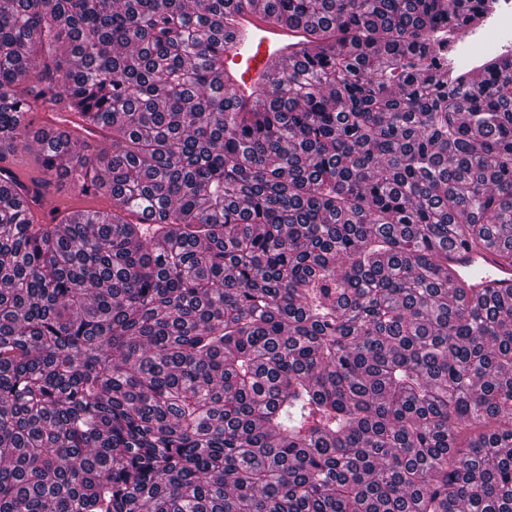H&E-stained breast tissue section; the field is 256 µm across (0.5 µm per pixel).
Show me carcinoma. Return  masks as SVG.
Wrapping results in <instances>:
<instances>
[{"mask_svg":"<svg viewBox=\"0 0 512 512\" xmlns=\"http://www.w3.org/2000/svg\"><path fill=\"white\" fill-rule=\"evenodd\" d=\"M232 2L0 0V512H512V295L448 269L512 258L499 0H266L240 110ZM512 30V0H500L499 8L486 28L465 42L464 51L470 58H481L502 52L508 44L500 39L504 31ZM233 15L224 47V91L229 89L231 105L239 109L244 103L250 106L255 90L266 84L271 62L289 66L299 59L295 44L302 42L306 32L303 27H288L256 3ZM448 263L455 266L459 278L473 284L472 288H512V264L494 245H454L448 249Z\"/></svg>","mask_w":512,"mask_h":512,"instance_id":"1","label":"carcinoma"}]
</instances>
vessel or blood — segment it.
I'll use <instances>...</instances> for the list:
<instances>
[{"mask_svg": "<svg viewBox=\"0 0 512 512\" xmlns=\"http://www.w3.org/2000/svg\"><path fill=\"white\" fill-rule=\"evenodd\" d=\"M306 36L253 4L234 14V24L224 48V86L232 106L252 103L256 91L267 82L270 63L286 66L296 62L295 49ZM448 262L459 278L477 288H512V262L501 257L496 246L479 244L453 246Z\"/></svg>", "mask_w": 512, "mask_h": 512, "instance_id": "1", "label": "vessel or blood"}]
</instances>
